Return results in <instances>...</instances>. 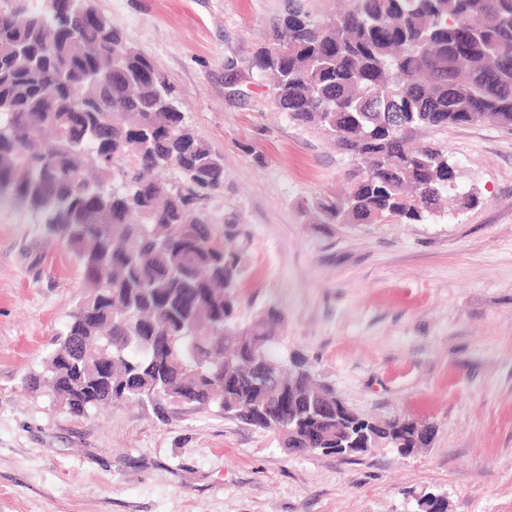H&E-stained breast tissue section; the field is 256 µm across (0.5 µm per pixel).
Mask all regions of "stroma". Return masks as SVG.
I'll return each mask as SVG.
<instances>
[{
  "label": "stroma",
  "instance_id": "obj_1",
  "mask_svg": "<svg viewBox=\"0 0 512 512\" xmlns=\"http://www.w3.org/2000/svg\"><path fill=\"white\" fill-rule=\"evenodd\" d=\"M286 0H98L181 92L187 124L224 158L201 202L248 238L241 320L285 316L297 352L360 415L435 425L429 445L353 459L295 454L212 409L161 402L70 413L39 372L82 285L65 242L0 199V512H512V131L426 129L471 208L420 224H311L346 186L347 154L277 109L251 77ZM234 62L243 87L230 83Z\"/></svg>",
  "mask_w": 512,
  "mask_h": 512
}]
</instances>
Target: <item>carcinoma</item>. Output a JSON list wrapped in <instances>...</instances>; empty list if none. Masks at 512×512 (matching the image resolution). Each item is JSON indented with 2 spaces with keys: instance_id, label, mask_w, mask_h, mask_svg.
I'll use <instances>...</instances> for the list:
<instances>
[{
  "instance_id": "obj_1",
  "label": "carcinoma",
  "mask_w": 512,
  "mask_h": 512,
  "mask_svg": "<svg viewBox=\"0 0 512 512\" xmlns=\"http://www.w3.org/2000/svg\"><path fill=\"white\" fill-rule=\"evenodd\" d=\"M350 2L315 20L287 0L253 69L281 111L350 157V190L304 213L422 223L455 185L448 150L416 132L512 131V0ZM223 187L222 157L186 123L180 90L96 0L0 8V198L65 241L87 288L29 388L82 415L128 401L212 407L294 452L426 446L432 424L352 413L305 357L277 354L279 309L240 321L247 242L231 216L214 233L198 206ZM267 374L293 400L289 423L262 387Z\"/></svg>"
}]
</instances>
